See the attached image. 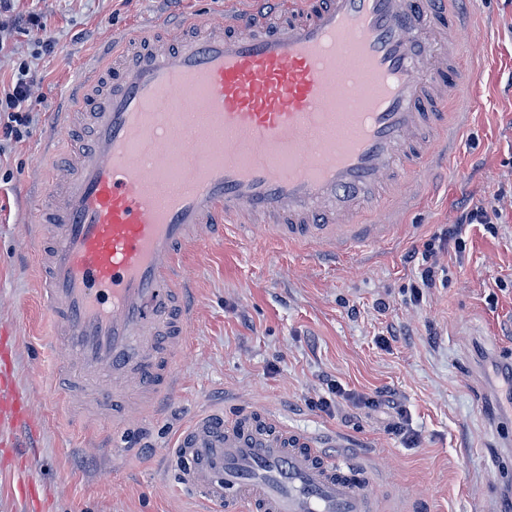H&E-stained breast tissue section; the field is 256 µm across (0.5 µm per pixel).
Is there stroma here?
Listing matches in <instances>:
<instances>
[{"mask_svg":"<svg viewBox=\"0 0 512 512\" xmlns=\"http://www.w3.org/2000/svg\"><path fill=\"white\" fill-rule=\"evenodd\" d=\"M225 0H0V86L30 62L39 81L27 110L30 133L0 148V334L11 378L33 423L0 431V512H198L165 455L200 412L258 407L313 433L342 432L340 461L367 455L382 478L381 512H475L496 493L512 500V411L498 408L491 366L512 363V0H476L461 36L472 52L473 117L459 150L430 192L399 209L393 242L344 259L311 258L270 237L200 240L185 259L194 302L175 353V390L129 419L126 446L102 447L112 419L87 420L55 382L66 363L40 301L39 246L27 211L44 192L48 138L66 144L60 113L85 100L75 76L113 36L155 17L209 27ZM45 23L39 50L15 19ZM498 202L501 224L464 225L465 251L443 245L436 284L415 299L408 257L424 252L464 207ZM338 408L322 409L333 385ZM379 407L368 408L364 399ZM404 413V432L385 428Z\"/></svg>","mask_w":512,"mask_h":512,"instance_id":"stroma-1","label":"stroma"}]
</instances>
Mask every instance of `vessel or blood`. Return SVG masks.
<instances>
[{
    "label": "vessel or blood",
    "mask_w": 512,
    "mask_h": 512,
    "mask_svg": "<svg viewBox=\"0 0 512 512\" xmlns=\"http://www.w3.org/2000/svg\"><path fill=\"white\" fill-rule=\"evenodd\" d=\"M219 31L163 19L124 33L111 64L80 71L94 105L80 148L58 152L30 223L41 299L73 378L102 405L138 385L134 414L171 384L191 306L182 260L225 225L340 257L393 240L362 224V191L426 188L469 100L447 0H281L271 22L228 0ZM345 435L316 436L255 408L193 418L168 451L214 512H378Z\"/></svg>",
    "instance_id": "obj_1"
}]
</instances>
